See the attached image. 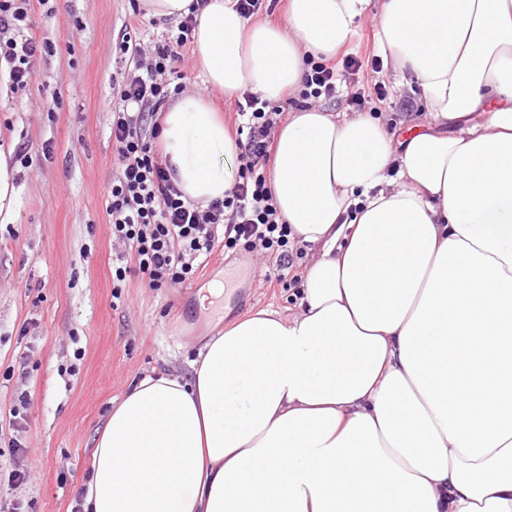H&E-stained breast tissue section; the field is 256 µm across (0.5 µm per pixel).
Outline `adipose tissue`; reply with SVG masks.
<instances>
[{"label":"adipose tissue","instance_id":"adipose-tissue-1","mask_svg":"<svg viewBox=\"0 0 512 512\" xmlns=\"http://www.w3.org/2000/svg\"><path fill=\"white\" fill-rule=\"evenodd\" d=\"M370 0H288L284 26L208 0V87L283 100ZM377 42L430 116L289 113L270 186L314 256L299 311H257L113 404L83 512H512V0H386ZM207 206L238 148L202 94L162 110Z\"/></svg>","mask_w":512,"mask_h":512}]
</instances>
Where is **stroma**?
<instances>
[{"mask_svg": "<svg viewBox=\"0 0 512 512\" xmlns=\"http://www.w3.org/2000/svg\"><path fill=\"white\" fill-rule=\"evenodd\" d=\"M131 0H47L29 31L53 46L29 89L0 78V147L26 146L13 223L0 224V512H71L86 481L93 443L113 402L160 370L186 376L197 351L224 326L270 309L298 312L292 289L271 286L262 248L215 251L192 281L148 287L130 275L113 299L112 263L121 247L105 214L115 170L110 127L126 64L115 53L125 27L145 41L177 35L173 23L134 14ZM384 81L386 102L366 101L401 135L430 117L420 94L391 62L350 78ZM52 162L38 156L45 141ZM218 287L208 305L198 296ZM28 393L21 426L9 413ZM26 478L11 482L14 470Z\"/></svg>", "mask_w": 512, "mask_h": 512, "instance_id": "1", "label": "stroma"}]
</instances>
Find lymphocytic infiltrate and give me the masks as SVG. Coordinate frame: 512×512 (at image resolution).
Segmentation results:
<instances>
[{"mask_svg":"<svg viewBox=\"0 0 512 512\" xmlns=\"http://www.w3.org/2000/svg\"><path fill=\"white\" fill-rule=\"evenodd\" d=\"M32 9L33 0H0V75H7L16 92L29 86L39 57L51 49L49 42L27 33ZM194 26V17L186 16L175 40L150 48L129 27L115 45L116 54L131 67L112 109L117 169L105 213L113 240L125 247L124 264L113 270V281L121 283L133 272L149 287L170 288L192 279L215 249H248L258 242L274 259L275 283L286 285L294 240L280 218L265 173L271 133L283 119V110L250 92L236 100L238 177L224 198L204 208L186 199L172 166L158 156L154 138L147 133V122L155 119L170 94L182 91L181 86H169L167 77L174 73ZM305 65L299 96L307 106L334 100L350 74L383 69L382 59L364 61L351 54L336 63L310 58Z\"/></svg>","mask_w":512,"mask_h":512,"instance_id":"lymphocytic-infiltrate-1","label":"lymphocytic infiltrate"}]
</instances>
